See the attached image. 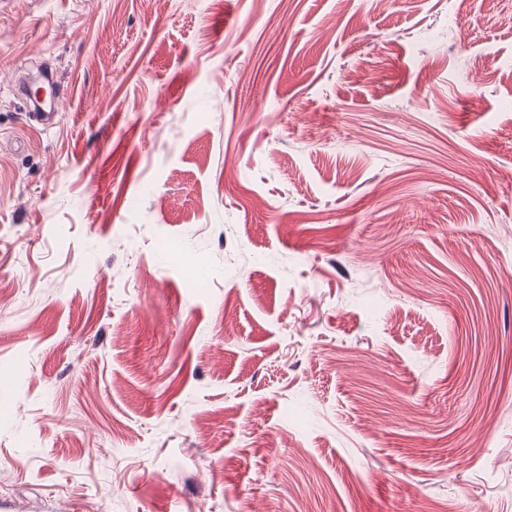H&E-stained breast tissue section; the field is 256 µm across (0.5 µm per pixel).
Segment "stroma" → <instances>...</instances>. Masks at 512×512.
<instances>
[{
    "label": "stroma",
    "mask_w": 512,
    "mask_h": 512,
    "mask_svg": "<svg viewBox=\"0 0 512 512\" xmlns=\"http://www.w3.org/2000/svg\"><path fill=\"white\" fill-rule=\"evenodd\" d=\"M508 169L512 0H0V505L512 512ZM46 80L50 91L41 96L31 94L26 87H20L21 98L31 110V112H28L29 118L42 126H48L55 119L58 112L62 110L60 95L56 90V82L53 76L48 75Z\"/></svg>",
    "instance_id": "1"
}]
</instances>
